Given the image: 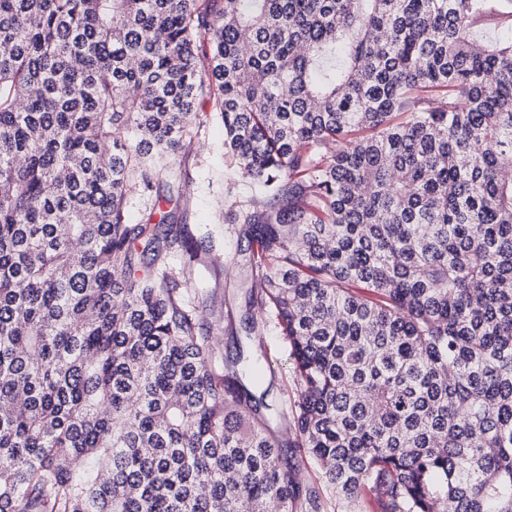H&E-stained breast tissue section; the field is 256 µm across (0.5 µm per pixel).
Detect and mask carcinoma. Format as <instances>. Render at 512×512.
<instances>
[{
    "label": "carcinoma",
    "mask_w": 512,
    "mask_h": 512,
    "mask_svg": "<svg viewBox=\"0 0 512 512\" xmlns=\"http://www.w3.org/2000/svg\"><path fill=\"white\" fill-rule=\"evenodd\" d=\"M208 118L281 432L161 208ZM296 448L377 512H512V0H0V512H322ZM263 345L254 337V347L266 357L268 367L259 391L270 388V397L288 413V422L292 419L291 409L296 400L295 376L291 362L288 360V342L271 323H268L261 336Z\"/></svg>",
    "instance_id": "carcinoma-1"
}]
</instances>
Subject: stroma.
Masks as SVG:
<instances>
[{
	"instance_id": "35a3bbf8",
	"label": "stroma",
	"mask_w": 512,
	"mask_h": 512,
	"mask_svg": "<svg viewBox=\"0 0 512 512\" xmlns=\"http://www.w3.org/2000/svg\"><path fill=\"white\" fill-rule=\"evenodd\" d=\"M181 178L186 184L184 221L197 240L208 245L205 264L197 272L193 289L203 300H215L212 320L218 329L214 343L219 351L233 347L232 332L239 327L243 295L239 273L249 265L247 244L239 236L235 201L249 194L245 182L231 181L232 164L224 155V127L213 121L198 144L180 160ZM259 353L268 361L261 382L283 411H291L296 399L288 342L273 326H265Z\"/></svg>"
}]
</instances>
